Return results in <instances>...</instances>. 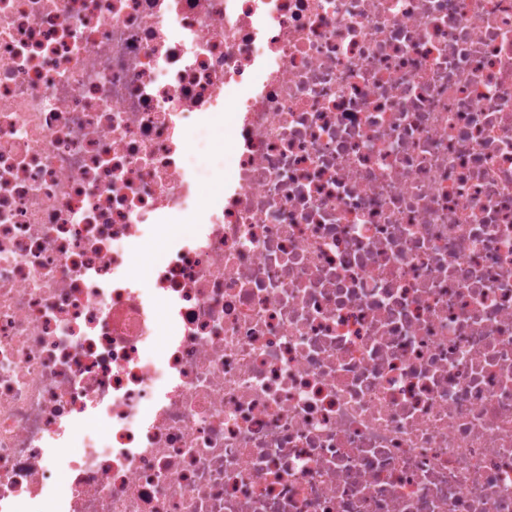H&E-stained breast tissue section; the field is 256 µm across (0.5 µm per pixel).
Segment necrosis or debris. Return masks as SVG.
<instances>
[{
  "label": "necrosis or debris",
  "instance_id": "necrosis-or-debris-1",
  "mask_svg": "<svg viewBox=\"0 0 512 512\" xmlns=\"http://www.w3.org/2000/svg\"><path fill=\"white\" fill-rule=\"evenodd\" d=\"M0 512H512V0H0ZM190 136L200 145L195 161L201 170L202 181L206 183L211 172L224 158V134L216 130H191Z\"/></svg>",
  "mask_w": 512,
  "mask_h": 512
}]
</instances>
